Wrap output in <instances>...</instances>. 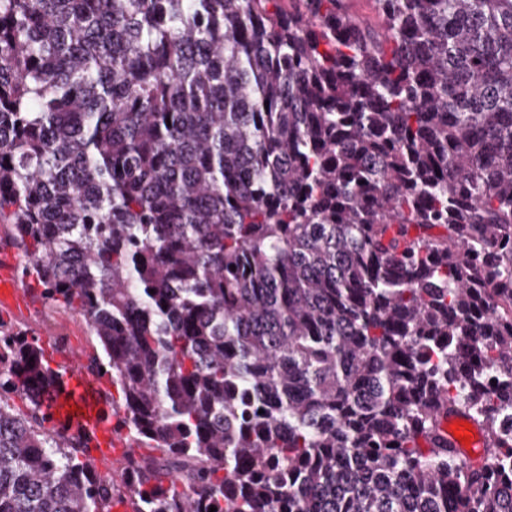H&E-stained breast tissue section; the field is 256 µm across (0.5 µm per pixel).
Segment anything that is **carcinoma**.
Segmentation results:
<instances>
[{
	"instance_id": "cac0c4a2",
	"label": "carcinoma",
	"mask_w": 512,
	"mask_h": 512,
	"mask_svg": "<svg viewBox=\"0 0 512 512\" xmlns=\"http://www.w3.org/2000/svg\"><path fill=\"white\" fill-rule=\"evenodd\" d=\"M375 4L0 0L6 241L161 451L0 316V512H512V0ZM51 366L55 369L59 366L60 371H64L57 390L58 404L52 408L55 425L68 429L85 426L95 431L94 446L99 448L95 452L97 455L122 454L129 451L131 448L118 441L112 434L109 407L101 400L96 383L80 372L77 355L73 353L68 357L65 368L54 362ZM72 407H79V410L69 413ZM439 419V436L441 441L444 443H449L455 448H457L467 459L471 460L474 463H480L484 458L482 456V448L476 449L478 445L481 444L482 435L477 427V425L465 418L462 414L455 412H448L447 409H442L438 414ZM459 420H463L464 422L469 423L473 430L465 431L461 427V436L465 435V432H469L471 435V441L468 442V446L462 444L461 441L457 440L454 436V427H456L455 422Z\"/></svg>"
}]
</instances>
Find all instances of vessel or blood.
<instances>
[{
	"instance_id": "vessel-or-blood-1",
	"label": "vessel or blood",
	"mask_w": 512,
	"mask_h": 512,
	"mask_svg": "<svg viewBox=\"0 0 512 512\" xmlns=\"http://www.w3.org/2000/svg\"><path fill=\"white\" fill-rule=\"evenodd\" d=\"M24 288L16 258L0 251V308H26ZM57 394L58 404L52 409L56 426L68 429L84 426L93 430L100 454L126 452V445L112 433L108 406L101 400L96 383L81 373L77 355L68 357Z\"/></svg>"
}]
</instances>
